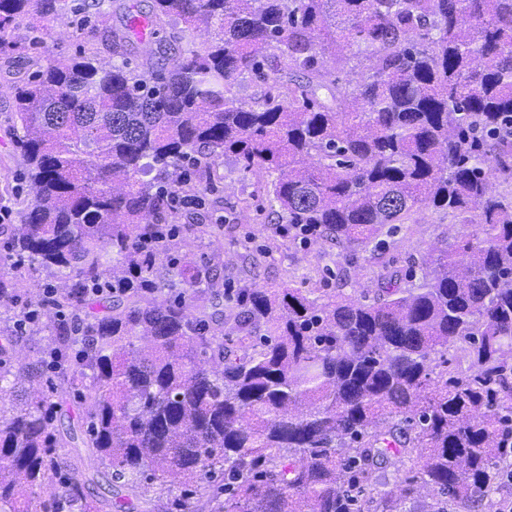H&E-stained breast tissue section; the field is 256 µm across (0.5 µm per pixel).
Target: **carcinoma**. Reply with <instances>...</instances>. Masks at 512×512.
Returning <instances> with one entry per match:
<instances>
[{
	"label": "carcinoma",
	"mask_w": 512,
	"mask_h": 512,
	"mask_svg": "<svg viewBox=\"0 0 512 512\" xmlns=\"http://www.w3.org/2000/svg\"><path fill=\"white\" fill-rule=\"evenodd\" d=\"M215 36L165 73L78 56L38 66L15 88L32 193L10 228L19 255L59 280L55 306L110 288L111 313L60 336L44 361L91 400L63 442L42 373L0 359V512H101L56 449L97 451L132 488L168 493L159 512H502L512 467V0H153ZM67 0H0V37ZM275 54L268 55V50ZM360 66L343 88L324 56ZM273 70L283 91L233 93ZM231 155L278 171L268 196L284 231L356 253L419 204L474 233L437 249L410 286L372 302H321L299 287L241 288L233 310L182 298L212 280L187 255L162 261L157 217L196 179L203 193ZM112 253V265L104 263ZM184 286L156 305L164 287ZM141 339L146 347L136 345ZM464 354L463 369L448 349ZM421 468L399 494L376 490L390 457ZM432 492L431 501L421 490Z\"/></svg>",
	"instance_id": "obj_1"
}]
</instances>
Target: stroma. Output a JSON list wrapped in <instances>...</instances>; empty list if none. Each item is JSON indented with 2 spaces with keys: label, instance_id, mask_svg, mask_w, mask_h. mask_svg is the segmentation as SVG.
Returning <instances> with one entry per match:
<instances>
[{
  "label": "stroma",
  "instance_id": "stroma-1",
  "mask_svg": "<svg viewBox=\"0 0 512 512\" xmlns=\"http://www.w3.org/2000/svg\"><path fill=\"white\" fill-rule=\"evenodd\" d=\"M43 27L42 58L65 61L83 55L103 65L110 62L102 28L80 25L67 11L45 20ZM207 38L204 30H189L166 18L157 24L150 40L131 39L127 57L131 67L137 69L152 64L170 67L181 51L199 47ZM31 71L26 57L12 52L0 54V197L10 200L26 185L25 163L18 147L23 130L16 115L13 87ZM275 178V173L249 172L233 158H225L215 178L223 209L216 211L207 205L183 209L174 240L176 250L217 271L214 281L188 292L189 300L225 309L231 305L228 290L244 285L278 288L286 284L314 297L363 294L373 298L382 279L394 275L400 282H407L409 275L420 274L423 260L434 248L454 242L470 230L469 225L456 223L448 212L420 206L409 221L387 236L380 249L371 245L352 254L342 244L323 238H286L279 234L277 213L265 194L266 186ZM201 215L207 223L216 225L213 236L199 235L197 218ZM7 242V236L0 235V275L16 284L17 291L0 299V331L15 335L14 362L35 364L41 362L57 336L69 335L71 322L60 317L57 307L49 305L44 306L37 323L27 325L23 332H14L13 324L24 306L41 303L46 289L54 287L55 282L37 262L28 258L16 262L9 255ZM44 378L54 389V428L66 434L82 423L85 407L66 388L61 374L49 371ZM60 454L78 467L80 478L90 479L92 497L111 498L112 512H122L124 498L111 493V471L97 459L94 449L69 447L61 449Z\"/></svg>",
  "mask_w": 512,
  "mask_h": 512
}]
</instances>
